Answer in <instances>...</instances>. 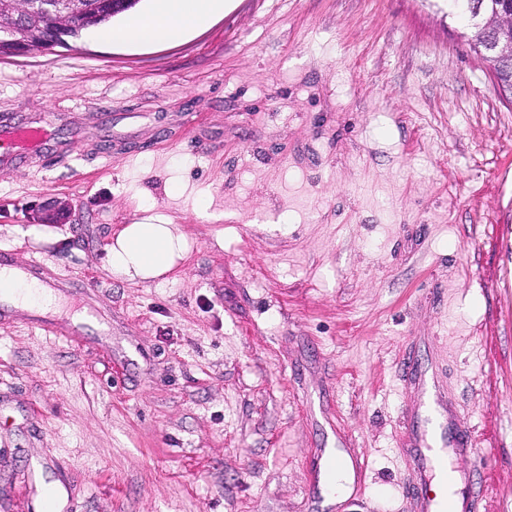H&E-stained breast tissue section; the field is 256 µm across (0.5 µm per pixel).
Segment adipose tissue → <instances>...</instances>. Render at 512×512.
I'll return each instance as SVG.
<instances>
[{"instance_id": "ef3b65f1", "label": "adipose tissue", "mask_w": 512, "mask_h": 512, "mask_svg": "<svg viewBox=\"0 0 512 512\" xmlns=\"http://www.w3.org/2000/svg\"><path fill=\"white\" fill-rule=\"evenodd\" d=\"M221 5L222 0H158L153 12L130 18L120 29H97L94 36L106 45L116 41L175 44ZM186 251L185 236L172 222L128 224L108 248V268L117 277L150 281L171 272Z\"/></svg>"}]
</instances>
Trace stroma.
Segmentation results:
<instances>
[{
    "label": "stroma",
    "instance_id": "1",
    "mask_svg": "<svg viewBox=\"0 0 512 512\" xmlns=\"http://www.w3.org/2000/svg\"><path fill=\"white\" fill-rule=\"evenodd\" d=\"M2 120L50 136L0 168V248L92 286L60 335L0 324V512H38L32 462L61 512H318L329 450L363 468L325 512H414L409 354L512 512V97L447 0H224L174 45L2 56ZM146 205L190 243L161 283L106 269Z\"/></svg>",
    "mask_w": 512,
    "mask_h": 512
}]
</instances>
